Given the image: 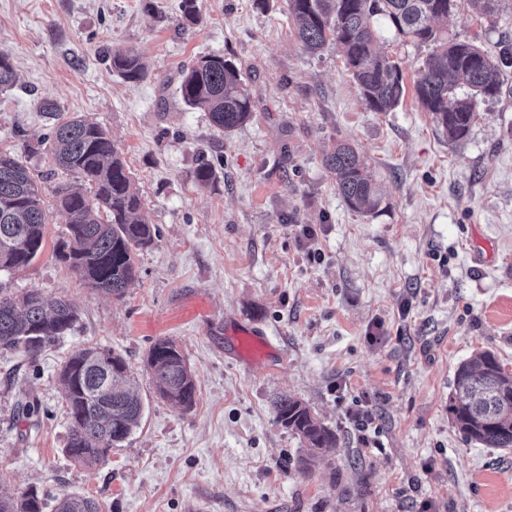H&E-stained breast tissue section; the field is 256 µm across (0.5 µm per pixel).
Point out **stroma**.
Returning <instances> with one entry per match:
<instances>
[{
    "label": "stroma",
    "mask_w": 512,
    "mask_h": 512,
    "mask_svg": "<svg viewBox=\"0 0 512 512\" xmlns=\"http://www.w3.org/2000/svg\"><path fill=\"white\" fill-rule=\"evenodd\" d=\"M180 3L0 0V55L19 75L0 92V150L43 173L49 204L58 114L97 122L156 231L119 300L55 258L56 218L30 267L0 272L5 291L35 288L79 315L37 358L0 351V491L78 492L101 512H512V449L469 441L448 412L454 372L473 353L491 350L512 371V68L455 144L415 101L430 45L396 39L386 21L380 46L406 94L374 112L335 47L302 48L283 0H197L195 23ZM441 29L494 54L512 41V8L485 20L463 2ZM117 48L141 55L143 79L113 72ZM208 54L237 66L255 105L228 135L177 94L181 69ZM340 140L370 157L378 212L338 196L322 160ZM237 321L262 325L283 361L228 353L224 329ZM164 337L195 373L191 409L161 399L146 368ZM83 345L122 354L144 404L139 426L91 468L64 452L57 386ZM26 394L42 409L33 426ZM288 396L336 433L308 468L275 413ZM356 402L377 415V447L347 417Z\"/></svg>",
    "instance_id": "stroma-1"
}]
</instances>
